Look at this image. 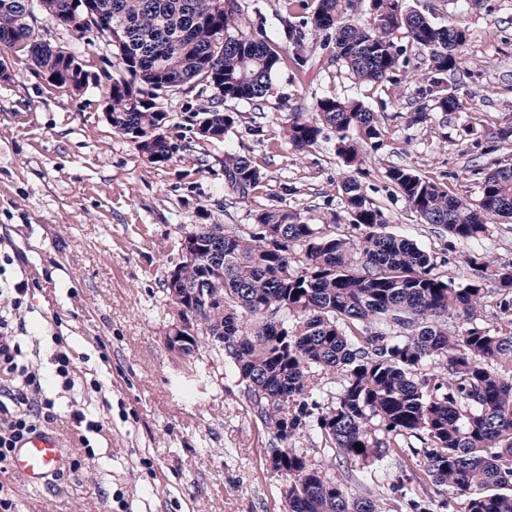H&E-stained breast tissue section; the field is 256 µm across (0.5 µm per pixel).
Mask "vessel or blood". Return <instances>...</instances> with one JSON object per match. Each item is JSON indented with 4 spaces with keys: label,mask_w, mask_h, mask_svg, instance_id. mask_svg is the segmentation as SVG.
Listing matches in <instances>:
<instances>
[{
    "label": "vessel or blood",
    "mask_w": 512,
    "mask_h": 512,
    "mask_svg": "<svg viewBox=\"0 0 512 512\" xmlns=\"http://www.w3.org/2000/svg\"><path fill=\"white\" fill-rule=\"evenodd\" d=\"M70 467V457L59 439L49 432L35 431L14 448L10 468L24 485L40 488Z\"/></svg>",
    "instance_id": "b4317fda"
}]
</instances>
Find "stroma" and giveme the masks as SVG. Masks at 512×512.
<instances>
[{
	"label": "stroma",
	"instance_id": "stroma-1",
	"mask_svg": "<svg viewBox=\"0 0 512 512\" xmlns=\"http://www.w3.org/2000/svg\"><path fill=\"white\" fill-rule=\"evenodd\" d=\"M407 3L471 33L448 79L468 98L466 109L412 122L426 62L406 37L397 39L407 64L393 87L354 85L320 40L309 45L305 66L276 72L266 101L222 103L242 115L223 140L202 139L194 125L214 89L200 85L164 98L178 146L164 163L149 162L115 133L100 87L59 88L14 61L11 79L0 81V249L17 251L22 261L5 276L29 283L28 359L46 365L56 335L76 359L74 388L55 390L61 416L54 433L71 457L85 458L71 412L103 425L91 437L93 458L77 473L38 489L14 473L1 475L16 512H283V479L265 462L271 435L248 412L231 366L203 349L188 357L169 349L175 319L165 282L190 224H251L279 208L359 239L341 217L348 170L333 140L298 153L283 139L291 114L312 113L322 95L359 98L377 115L383 146L367 152L356 176L389 232L414 240L432 255L436 273L458 285L469 279L471 257L512 266V219H496L478 241L451 237L421 223L385 176L388 167H408L474 200L488 161L512 163V139L498 137L512 130V0ZM240 5L245 20L274 40L282 19L303 17L285 10L284 0ZM40 33L92 75L113 57L111 45L92 33L48 21ZM228 152L253 157L265 175L248 199L224 189Z\"/></svg>",
	"mask_w": 512,
	"mask_h": 512
}]
</instances>
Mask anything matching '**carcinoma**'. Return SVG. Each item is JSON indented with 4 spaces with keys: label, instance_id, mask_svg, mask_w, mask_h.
Masks as SVG:
<instances>
[{
    "label": "carcinoma",
    "instance_id": "carcinoma-1",
    "mask_svg": "<svg viewBox=\"0 0 512 512\" xmlns=\"http://www.w3.org/2000/svg\"><path fill=\"white\" fill-rule=\"evenodd\" d=\"M368 2L371 19L349 17ZM51 22L82 33L69 0H57ZM96 35L112 31L121 75L101 84L110 102L112 128L153 163L172 158L160 99L194 84L222 89L221 99L258 102L273 75L292 60L305 62V40L335 45L356 83L397 85L406 60L395 42L404 32L429 54L426 84L417 90L412 121L429 112H454L463 99L446 88L458 71L470 33L438 24L406 0H317L303 24L286 25L278 44L254 32L238 0H98ZM39 40L33 0H0V52L27 56ZM72 54L47 44L31 69L52 72L66 86ZM315 116L294 112L284 138L295 151L319 144L329 131L348 167L362 163L365 147L381 148L374 115L362 102L325 96ZM207 118L215 136L241 120L216 106ZM386 177L409 209L426 224L454 237L478 240L491 218L512 217V164L488 163L479 198L470 202L412 170L390 166ZM262 173L245 154H224V189L246 199ZM344 212L359 240L303 222L297 213L267 209L245 227L195 224L204 251L184 257L167 276L173 304L195 315L198 348L224 357L244 385L250 413L272 434L266 464L285 477L280 490L288 512H431L428 486L466 496V512H512V319L491 330L476 323L487 284L512 315V268L488 273L489 263L469 260L470 281L456 286L434 273L430 254L386 230L384 213L369 202L353 175L342 182ZM218 283L220 301L186 299ZM471 326L448 332V320ZM335 370L339 390H316L315 370ZM319 431L340 472L318 464L311 449L296 447L308 430ZM414 437L421 447L404 446ZM361 445L358 451L355 445ZM394 458L418 467L400 477L388 496L376 494L367 474Z\"/></svg>",
    "mask_w": 512,
    "mask_h": 512
}]
</instances>
